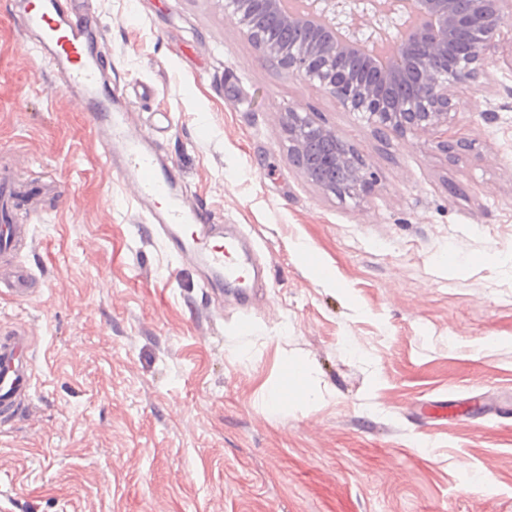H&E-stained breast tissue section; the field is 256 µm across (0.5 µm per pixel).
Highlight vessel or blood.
Returning <instances> with one entry per match:
<instances>
[{
  "mask_svg": "<svg viewBox=\"0 0 512 512\" xmlns=\"http://www.w3.org/2000/svg\"><path fill=\"white\" fill-rule=\"evenodd\" d=\"M18 19L37 54L60 75L62 89L81 99L105 165L135 185L147 222L169 250L202 266L213 288L228 281L248 285L250 262L241 254L239 240L225 235L210 214L185 203L178 170L158 154L150 133L131 135V101L106 78L101 52L105 35L93 18L74 17L70 0H30ZM12 195L8 184L0 183V286L24 299L34 293L36 281L15 257L27 246L31 230L11 217ZM34 342L24 325L0 329L1 426L12 424L30 404Z\"/></svg>",
  "mask_w": 512,
  "mask_h": 512,
  "instance_id": "b4317fda",
  "label": "vessel or blood"
}]
</instances>
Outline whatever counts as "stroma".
Returning a JSON list of instances; mask_svg holds the SVG:
<instances>
[{"instance_id": "stroma-1", "label": "stroma", "mask_w": 512, "mask_h": 512, "mask_svg": "<svg viewBox=\"0 0 512 512\" xmlns=\"http://www.w3.org/2000/svg\"><path fill=\"white\" fill-rule=\"evenodd\" d=\"M194 205L242 234L261 298L215 301L101 162L90 118L0 0V170L27 218L30 411L0 432V512H512V32L436 131L382 135L265 59L224 0H82ZM375 175L338 197L289 152V111ZM333 280H324L321 268ZM303 361L318 398L266 407ZM453 400L445 419L431 406Z\"/></svg>"}]
</instances>
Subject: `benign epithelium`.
Wrapping results in <instances>:
<instances>
[{
  "instance_id": "obj_1",
  "label": "benign epithelium",
  "mask_w": 512,
  "mask_h": 512,
  "mask_svg": "<svg viewBox=\"0 0 512 512\" xmlns=\"http://www.w3.org/2000/svg\"><path fill=\"white\" fill-rule=\"evenodd\" d=\"M292 12L284 0H225V15L288 73L319 82L340 104L360 112L381 129L404 135L448 124L454 92L488 75L489 55L504 27L512 28V0H302ZM277 15L306 35L295 42H267L259 19ZM470 29L474 47L448 59L455 30ZM389 40L403 66L377 73L384 81L401 79L405 69L421 76L418 91L393 109L377 96L363 74L342 67L357 49ZM289 151L307 178L325 192H366L373 173L335 131L306 115L288 112Z\"/></svg>"
}]
</instances>
